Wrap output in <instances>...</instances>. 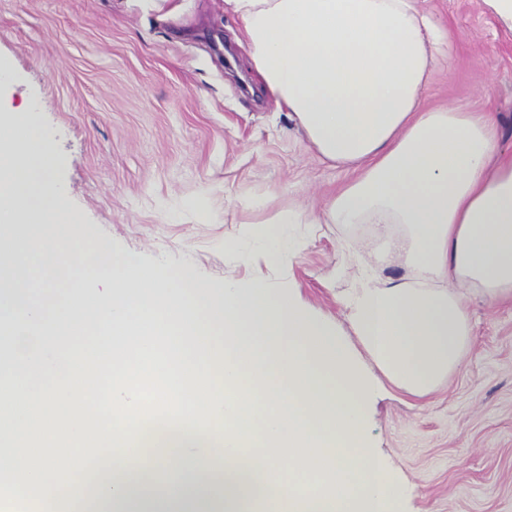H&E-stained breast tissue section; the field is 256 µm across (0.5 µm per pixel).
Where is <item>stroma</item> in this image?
Here are the masks:
<instances>
[{"label":"stroma","mask_w":512,"mask_h":512,"mask_svg":"<svg viewBox=\"0 0 512 512\" xmlns=\"http://www.w3.org/2000/svg\"><path fill=\"white\" fill-rule=\"evenodd\" d=\"M458 38L433 62L431 109L496 113L512 151V35L482 0H421ZM0 100L29 101L56 157L52 182L116 258L179 269L223 287L262 274L347 327L338 298L371 262L362 224H292L305 245L288 268L225 251L283 211L317 210L349 173L323 164L255 71L224 0H0ZM472 343L459 371L413 396L384 385L373 447L402 483L401 512H512V302L467 300Z\"/></svg>","instance_id":"obj_1"}]
</instances>
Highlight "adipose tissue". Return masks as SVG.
<instances>
[{
	"label": "adipose tissue",
	"instance_id": "ef3b65f1",
	"mask_svg": "<svg viewBox=\"0 0 512 512\" xmlns=\"http://www.w3.org/2000/svg\"><path fill=\"white\" fill-rule=\"evenodd\" d=\"M243 24L266 89L319 155L354 178L320 211L278 214L250 237L266 265L301 247L292 224H374L383 257L407 275L363 266L341 297L342 331L262 277L211 287L116 260L52 187L56 160L39 108L0 111V458L16 492L57 512H395L398 490L366 439L383 382L414 395L459 370L470 344L465 293L512 302V153L493 113L422 105L430 58L447 51L419 0H225ZM103 274L86 288L79 272ZM139 343L142 381L194 430L141 454L140 385L91 396L101 362L124 367ZM366 360H359L353 345ZM220 363L221 382L208 364ZM111 413L92 435L88 400ZM96 443L104 456L81 454ZM246 480L233 469L242 455ZM173 473L164 482L159 472ZM287 477L274 497L272 478Z\"/></svg>",
	"mask_w": 512,
	"mask_h": 512
}]
</instances>
